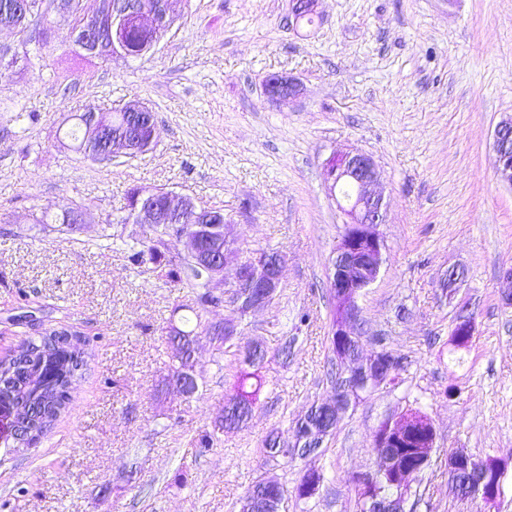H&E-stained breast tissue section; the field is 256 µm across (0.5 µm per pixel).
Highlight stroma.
Segmentation results:
<instances>
[{
  "mask_svg": "<svg viewBox=\"0 0 512 512\" xmlns=\"http://www.w3.org/2000/svg\"><path fill=\"white\" fill-rule=\"evenodd\" d=\"M179 18L153 53L109 61L78 56L71 16L52 43L30 42L27 65L0 79V361L44 329L86 341L87 367L39 443L0 440V512H240L248 487L301 470L325 479L285 512H354L356 473L373 471V435L417 408L437 451L417 512H512V188L497 179L492 134L512 114V0H319L295 24L289 0H178ZM302 93L271 102L267 75ZM132 101L155 113L157 142L134 158L92 162L61 144L65 118ZM25 121H16L17 113ZM369 154L383 171L387 262L359 298L360 317L406 357L399 386L361 399L324 452L269 460L260 440L330 398L327 273L341 217L323 166L333 152ZM165 188L224 211L239 256L285 260L273 302L241 325L267 358L248 426L196 441L231 393L236 364L204 331L230 306L195 319L196 291L128 256L143 237L122 223L131 186ZM80 205L75 234L40 223ZM464 273L456 296L441 288ZM473 317L467 346L451 341L459 307ZM192 331L199 391L169 385V326ZM294 338L290 356L280 348ZM507 460L495 504L462 501L449 451Z\"/></svg>",
  "mask_w": 512,
  "mask_h": 512,
  "instance_id": "35a3bbf8",
  "label": "stroma"
}]
</instances>
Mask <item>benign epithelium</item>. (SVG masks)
I'll return each mask as SVG.
<instances>
[{
  "label": "benign epithelium",
  "instance_id": "obj_1",
  "mask_svg": "<svg viewBox=\"0 0 512 512\" xmlns=\"http://www.w3.org/2000/svg\"><path fill=\"white\" fill-rule=\"evenodd\" d=\"M294 22L298 23L316 13L318 0H291ZM175 0H91L85 11L83 26L72 29V41L84 45L93 52L104 49L102 34L112 35V54L131 55L122 39L124 31L134 25L150 36L138 50L142 54L156 45L175 21ZM74 0H53L51 14L47 19L33 15L30 0H7L0 6V28L13 33L18 23L27 22L39 28L54 31V11L72 13ZM301 92L299 83L283 76H275L267 97L276 104H286ZM157 129L145 141L138 143L126 136H115L106 144L105 152L111 157H132L148 150L156 140ZM492 148L496 156V174L499 181L512 187V114L504 115L496 124L492 135ZM332 196H340L337 207L342 218V230L332 251L328 267L331 294L336 297V363L349 371L358 383L368 389H378L389 383L391 371L383 366L382 351H373L362 360L360 354L364 343L359 333L352 329L357 321L358 299L379 276L386 263V241L378 226L387 221V205L379 188L383 173L379 165L368 154L358 150H345L327 159L323 172ZM350 184L354 195L342 194V187ZM213 209L196 204L188 196L172 190H149L140 192L132 214L134 222L144 226L168 225L170 234L164 241L186 240L184 253L172 257L175 263L191 262L203 268L214 286L224 289V297L236 300L235 289L242 283L252 284L253 291L246 293L247 314L268 306L280 287L284 260L273 259L257 252L245 258L238 257L233 248L231 225L212 224ZM190 215L195 224L182 228L180 221ZM224 234V259L218 261L207 252L206 241L212 233ZM463 273L452 268L440 281L448 289V299H453ZM475 326L471 316L461 314L451 332L452 342L464 345L474 335ZM23 414L8 400H0V434L8 436L19 447L28 446L22 439ZM411 413L384 421L383 435L376 441L379 458L378 469L365 472L359 478L366 484L377 486L385 481L396 489L391 495L373 498L375 512H405L406 492L414 468L391 444L397 442L410 429ZM507 462L501 458L477 461L463 451L448 452V475L462 500L480 499L487 504L496 502L501 494L502 479Z\"/></svg>",
  "mask_w": 512,
  "mask_h": 512
}]
</instances>
